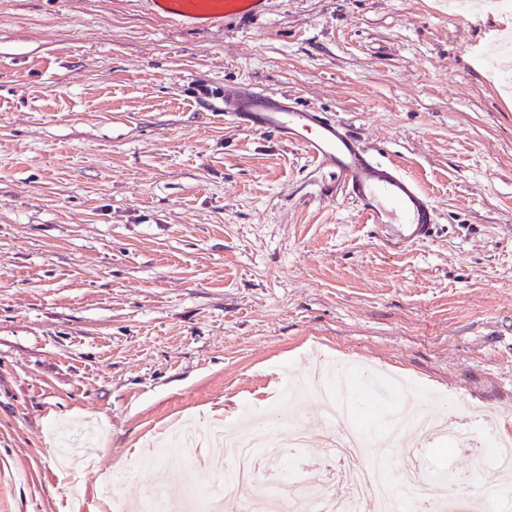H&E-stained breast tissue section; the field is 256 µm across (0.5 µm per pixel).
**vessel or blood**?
<instances>
[{"label":"vessel or blood","mask_w":512,"mask_h":512,"mask_svg":"<svg viewBox=\"0 0 512 512\" xmlns=\"http://www.w3.org/2000/svg\"><path fill=\"white\" fill-rule=\"evenodd\" d=\"M156 15L195 27H218L233 17L263 12L267 0H146ZM224 112L242 130L268 132L299 146L313 161L332 169L367 223L391 244L430 241L436 206L417 181L380 159L344 122L297 105L285 93L244 84L224 87Z\"/></svg>","instance_id":"1"}]
</instances>
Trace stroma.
<instances>
[{
	"mask_svg": "<svg viewBox=\"0 0 512 512\" xmlns=\"http://www.w3.org/2000/svg\"><path fill=\"white\" fill-rule=\"evenodd\" d=\"M509 31L495 0H269L211 29L0 0V512L134 510L166 474L189 497L223 441L156 444L252 409L305 433L270 431L262 462L347 496L320 403L281 396L319 358L378 439L406 400L512 432ZM238 82L347 121L430 194L434 240L383 241L332 170L237 129L215 92ZM72 437L99 448L74 481Z\"/></svg>",
	"mask_w": 512,
	"mask_h": 512,
	"instance_id": "1",
	"label": "stroma"
}]
</instances>
